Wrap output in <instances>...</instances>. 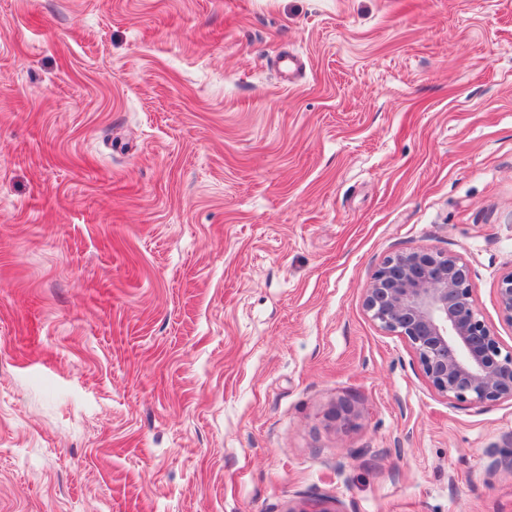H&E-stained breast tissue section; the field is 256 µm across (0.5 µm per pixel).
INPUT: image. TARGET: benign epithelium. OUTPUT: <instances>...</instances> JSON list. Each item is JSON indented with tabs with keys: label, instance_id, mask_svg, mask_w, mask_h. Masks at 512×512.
Masks as SVG:
<instances>
[{
	"label": "benign epithelium",
	"instance_id": "1",
	"mask_svg": "<svg viewBox=\"0 0 512 512\" xmlns=\"http://www.w3.org/2000/svg\"><path fill=\"white\" fill-rule=\"evenodd\" d=\"M501 318L512 324V270L497 283ZM364 310L411 350L430 386L459 404L512 401V350L502 351L476 303L467 260L428 249L398 251L370 275ZM492 470L512 467V449L489 452Z\"/></svg>",
	"mask_w": 512,
	"mask_h": 512
}]
</instances>
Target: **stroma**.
Listing matches in <instances>:
<instances>
[{
	"instance_id": "stroma-1",
	"label": "stroma",
	"mask_w": 512,
	"mask_h": 512,
	"mask_svg": "<svg viewBox=\"0 0 512 512\" xmlns=\"http://www.w3.org/2000/svg\"><path fill=\"white\" fill-rule=\"evenodd\" d=\"M418 248L511 349L512 0H0V512H512L363 310ZM497 305L501 318L512 325V270L498 280Z\"/></svg>"
}]
</instances>
